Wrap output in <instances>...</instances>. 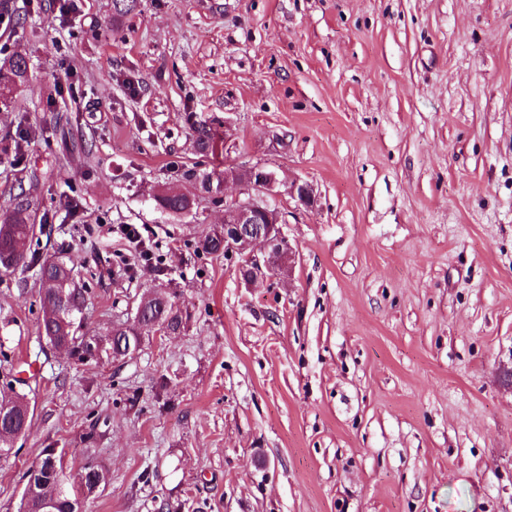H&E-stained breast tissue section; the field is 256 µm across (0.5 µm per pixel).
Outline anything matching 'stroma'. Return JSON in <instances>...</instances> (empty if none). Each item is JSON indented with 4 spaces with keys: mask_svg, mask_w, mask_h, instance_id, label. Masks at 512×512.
<instances>
[{
    "mask_svg": "<svg viewBox=\"0 0 512 512\" xmlns=\"http://www.w3.org/2000/svg\"><path fill=\"white\" fill-rule=\"evenodd\" d=\"M0 52L30 83L0 107V205L41 199L90 330L159 283L184 322L120 366L38 358V286L0 271L34 408L0 512L48 448L106 472L85 512H512V0H0ZM244 163L297 254L247 283L194 250Z\"/></svg>",
    "mask_w": 512,
    "mask_h": 512,
    "instance_id": "obj_1",
    "label": "stroma"
}]
</instances>
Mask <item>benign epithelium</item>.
Returning <instances> with one entry per match:
<instances>
[{
    "label": "benign epithelium",
    "instance_id": "obj_1",
    "mask_svg": "<svg viewBox=\"0 0 512 512\" xmlns=\"http://www.w3.org/2000/svg\"><path fill=\"white\" fill-rule=\"evenodd\" d=\"M237 179L244 197L224 201V224L212 235L224 239V258L236 261L245 282L292 266L295 253L282 231L280 210L268 198L277 194V174L262 165H243Z\"/></svg>",
    "mask_w": 512,
    "mask_h": 512
}]
</instances>
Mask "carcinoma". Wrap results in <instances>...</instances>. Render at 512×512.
<instances>
[{"mask_svg": "<svg viewBox=\"0 0 512 512\" xmlns=\"http://www.w3.org/2000/svg\"><path fill=\"white\" fill-rule=\"evenodd\" d=\"M27 73L25 58L12 56L4 61L0 65V98L7 102L14 92L26 86ZM157 205L165 211L184 213L190 209L191 202L184 195L166 192L157 197ZM38 210V202L26 195L17 196L12 207L0 209V267L36 270L42 312L38 326L40 347L63 346L75 361L82 364L87 340L92 338L82 318L87 288L74 274L78 263L72 256L60 253L44 257L40 253L38 232L42 231V225L35 223ZM195 251L208 255L222 253L223 239L204 235L195 242ZM138 306L141 314L125 331L135 344L142 341L141 333L149 323L157 322L172 332L182 325L180 309L171 297L162 300L150 292L141 297ZM55 458L57 455L50 450L42 455L36 467L46 480L55 484L45 492L57 495L54 512H67L73 494L63 484V473L55 471L57 467L63 468L61 463L53 465ZM45 493L37 491L31 498L32 507H37Z\"/></svg>", "mask_w": 512, "mask_h": 512, "instance_id": "obj_1", "label": "carcinoma"}]
</instances>
